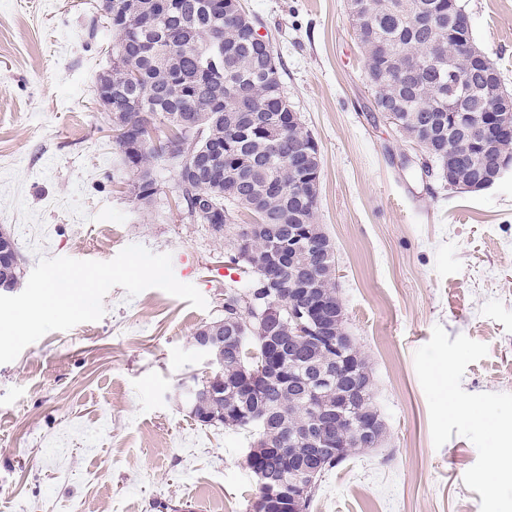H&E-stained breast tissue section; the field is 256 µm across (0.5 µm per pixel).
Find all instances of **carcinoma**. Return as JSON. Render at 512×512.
I'll list each match as a JSON object with an SVG mask.
<instances>
[{"label":"carcinoma","instance_id":"obj_1","mask_svg":"<svg viewBox=\"0 0 512 512\" xmlns=\"http://www.w3.org/2000/svg\"><path fill=\"white\" fill-rule=\"evenodd\" d=\"M148 4L149 0H99L94 20V28L112 39V65L97 82L112 88L115 144L137 183L135 199L148 205L157 194L154 162L163 158V147L150 138L134 152L128 144L159 122L169 130L166 141L174 145L169 162L175 170H180L181 162L191 166L196 155L202 157L200 170L185 174L187 184L180 195L182 209L196 216L198 223L222 235L224 226L246 213L254 224H307L323 233L315 223L317 199L303 196L293 168L310 135L284 121L281 83L269 79L263 51L214 0H178L168 9ZM350 9L361 28L365 76L376 106L398 113L403 138L428 143L432 165L423 172L448 165V145L462 144L463 134L446 123L423 128L427 115L448 112V101L454 99L448 90L445 57L451 50L448 0H352ZM434 51L443 56L422 67V54ZM119 70L132 74L133 80L112 78ZM490 74L501 80L488 58L469 67L478 91ZM268 127L282 129L277 151L267 146ZM0 246L7 250L6 258L0 259V288L12 292L23 286L21 259L9 233L0 232ZM231 249L245 257L278 252L281 245L260 237L235 241ZM252 292L239 288L224 299V335L241 334L247 340L238 358L214 373L213 388L220 398L197 416H205L203 424L249 429L253 441L245 459L247 469L255 474L265 467L286 479L289 472L276 467L268 447H293L292 433L316 428L322 411L341 408L350 416H372L380 422L383 418L371 388L351 406H343L336 394L327 392L315 398L311 408L305 402V388H292L286 380L268 383L248 401H238L243 408L265 409L270 415L268 427L248 425L225 413L226 387L243 380L264 355L258 320L247 300ZM297 350L296 373L305 375L310 371L306 363L316 358V352L307 342Z\"/></svg>","mask_w":512,"mask_h":512}]
</instances>
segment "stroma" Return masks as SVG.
<instances>
[{
    "label": "stroma",
    "instance_id": "stroma-1",
    "mask_svg": "<svg viewBox=\"0 0 512 512\" xmlns=\"http://www.w3.org/2000/svg\"><path fill=\"white\" fill-rule=\"evenodd\" d=\"M93 0H0V230L40 258L108 261L130 244L172 258L206 308L112 288L105 314L0 364V512H248L250 434L204 425L177 397L203 377L191 343L224 315L223 238L181 211L156 165L150 205L96 104L112 63ZM282 62L321 155L315 218L335 247L347 330L372 367L382 447L318 482L308 512H512V171L451 190L402 170L413 147L377 111L346 0H243ZM512 92V0H460Z\"/></svg>",
    "mask_w": 512,
    "mask_h": 512
}]
</instances>
